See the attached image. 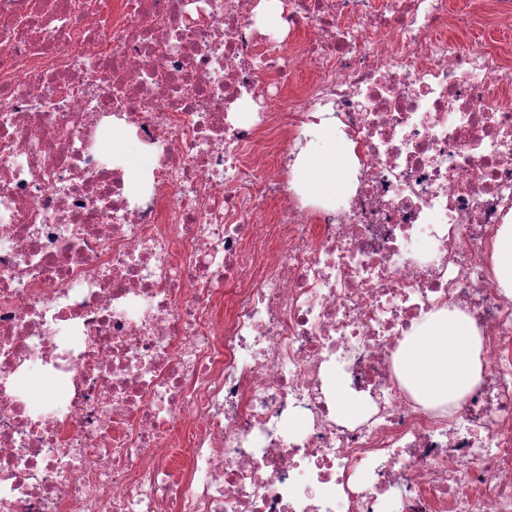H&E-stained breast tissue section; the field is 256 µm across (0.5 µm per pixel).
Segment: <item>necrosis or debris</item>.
<instances>
[{"instance_id": "necrosis-or-debris-1", "label": "necrosis or debris", "mask_w": 512, "mask_h": 512, "mask_svg": "<svg viewBox=\"0 0 512 512\" xmlns=\"http://www.w3.org/2000/svg\"><path fill=\"white\" fill-rule=\"evenodd\" d=\"M260 2L0 0V512H512V0ZM440 311L483 375L431 408L396 362ZM315 130L323 145L319 149L303 151L306 162L298 176L311 195L319 198L334 197L344 180L347 159L345 153L336 148L332 131L326 128ZM121 134V136H116L115 132L112 133L110 149L112 150L113 160L126 167L128 175L126 188L129 193L135 194L142 186L149 162L148 158L136 149L137 147L131 139L127 135ZM494 273L503 288L512 290V224H504L494 244Z\"/></svg>"}]
</instances>
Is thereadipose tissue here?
<instances>
[{
  "label": "adipose tissue",
  "instance_id": "ef3b65f1",
  "mask_svg": "<svg viewBox=\"0 0 512 512\" xmlns=\"http://www.w3.org/2000/svg\"><path fill=\"white\" fill-rule=\"evenodd\" d=\"M322 146L306 152L299 177L316 197H332L344 180L347 159L329 129L317 131ZM112 157L127 170L126 188L137 193L148 166L147 157L128 136L112 139ZM481 340L469 318L437 316L420 327L406 344L397 372L421 399L445 403L473 390L481 380Z\"/></svg>",
  "mask_w": 512,
  "mask_h": 512
}]
</instances>
